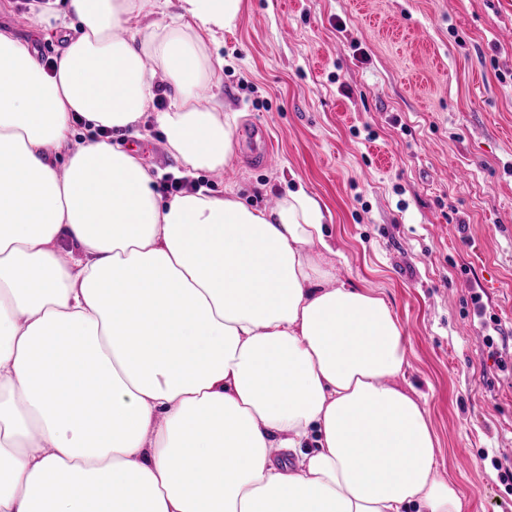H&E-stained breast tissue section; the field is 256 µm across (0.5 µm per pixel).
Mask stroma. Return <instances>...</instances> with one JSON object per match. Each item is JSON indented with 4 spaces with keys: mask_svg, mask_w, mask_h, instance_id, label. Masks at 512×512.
Here are the masks:
<instances>
[{
    "mask_svg": "<svg viewBox=\"0 0 512 512\" xmlns=\"http://www.w3.org/2000/svg\"><path fill=\"white\" fill-rule=\"evenodd\" d=\"M0 26L60 58L40 11L0 0ZM217 51L202 95L238 113L236 158L195 183L321 200L337 281L381 293L402 326L396 382L427 408L441 476L464 512H512V0H243ZM111 138L184 173L155 113Z\"/></svg>",
    "mask_w": 512,
    "mask_h": 512,
    "instance_id": "35a3bbf8",
    "label": "stroma"
}]
</instances>
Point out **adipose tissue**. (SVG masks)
<instances>
[{"label": "adipose tissue", "instance_id": "obj_1", "mask_svg": "<svg viewBox=\"0 0 512 512\" xmlns=\"http://www.w3.org/2000/svg\"><path fill=\"white\" fill-rule=\"evenodd\" d=\"M69 8L50 74L0 29V512H463L393 382L401 325L336 284L317 197L162 204L138 153L73 140L135 124L160 73L169 150L231 165L238 115L201 91L242 0Z\"/></svg>", "mask_w": 512, "mask_h": 512}]
</instances>
